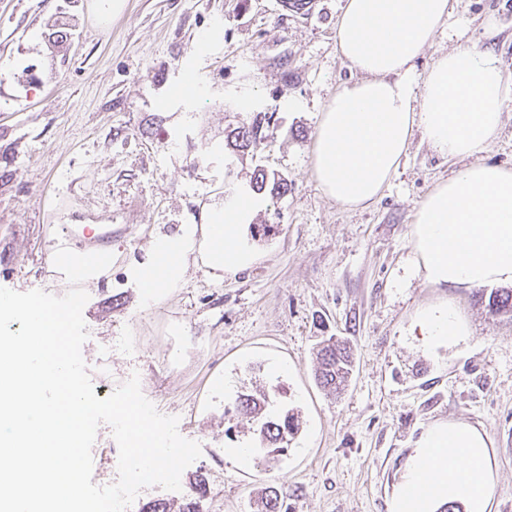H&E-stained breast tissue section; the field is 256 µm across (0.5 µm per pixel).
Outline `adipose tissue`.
<instances>
[{
	"label": "adipose tissue",
	"instance_id": "1",
	"mask_svg": "<svg viewBox=\"0 0 512 512\" xmlns=\"http://www.w3.org/2000/svg\"><path fill=\"white\" fill-rule=\"evenodd\" d=\"M451 0H345L336 23L344 63L361 73L323 108L312 153L314 177L329 198L356 209L374 203L405 157L414 131L448 158L473 163L437 183L411 229L416 270L435 288L512 283V169L475 162L496 135L508 87L494 54L461 47L437 59L413 93L414 62L448 21ZM262 205L240 191L203 223L157 237L149 262L135 271L153 304L185 279L191 260L215 276L250 267L247 229ZM111 249L58 242L50 264L63 283L87 287L112 271ZM413 332L432 352L466 341L468 326L447 305L420 308ZM491 441L462 422L430 426L415 443L390 499V512H437L460 501L490 512Z\"/></svg>",
	"mask_w": 512,
	"mask_h": 512
}]
</instances>
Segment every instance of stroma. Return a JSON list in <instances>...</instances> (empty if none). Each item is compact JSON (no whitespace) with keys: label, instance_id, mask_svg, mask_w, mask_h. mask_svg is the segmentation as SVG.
<instances>
[{"label":"stroma","instance_id":"obj_1","mask_svg":"<svg viewBox=\"0 0 512 512\" xmlns=\"http://www.w3.org/2000/svg\"><path fill=\"white\" fill-rule=\"evenodd\" d=\"M344 0H0V287L61 296L50 267L60 239L112 248L110 282L88 287L82 356L95 388L139 376L143 395L201 446L181 475L204 474L206 512H258L268 490L288 512H388L415 441L431 424L465 422L491 440L490 512H512V318L489 316L472 288H433L416 274L415 212L433 185L468 166L414 132L378 200L347 209L311 170L319 112L356 73L336 49ZM69 23L63 47L41 34ZM491 49L512 81V0H454L416 63L415 93L440 54ZM272 115L269 147L233 153L225 137ZM285 178L264 197L246 271L216 278L190 266L184 284L145 304L131 268L255 168ZM448 303L467 343L425 352L419 308ZM349 341L352 376L336 396L315 379L313 348ZM280 362L272 372L271 362ZM275 392L297 415L285 453L241 465L227 449L256 443L237 397ZM117 443L100 424L92 481L116 482Z\"/></svg>","mask_w":512,"mask_h":512}]
</instances>
